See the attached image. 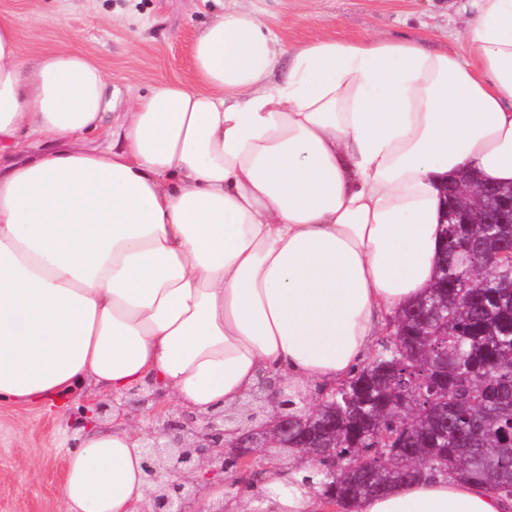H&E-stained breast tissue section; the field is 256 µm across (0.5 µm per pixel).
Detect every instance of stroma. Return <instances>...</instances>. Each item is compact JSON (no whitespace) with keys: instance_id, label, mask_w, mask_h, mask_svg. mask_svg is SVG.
<instances>
[{"instance_id":"1","label":"stroma","mask_w":512,"mask_h":512,"mask_svg":"<svg viewBox=\"0 0 512 512\" xmlns=\"http://www.w3.org/2000/svg\"><path fill=\"white\" fill-rule=\"evenodd\" d=\"M285 50L320 36L339 40L384 37L427 48L464 50L474 0H253ZM234 0H0V20L17 30L26 55L63 42L104 67L117 111L148 89L191 82V46L198 31ZM86 388L67 414L36 405H0V512H59V486L78 448L74 420Z\"/></svg>"}]
</instances>
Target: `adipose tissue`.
Listing matches in <instances>:
<instances>
[{
    "label": "adipose tissue",
    "mask_w": 512,
    "mask_h": 512,
    "mask_svg": "<svg viewBox=\"0 0 512 512\" xmlns=\"http://www.w3.org/2000/svg\"><path fill=\"white\" fill-rule=\"evenodd\" d=\"M468 52L320 37L284 49L250 6L192 44V83L115 104L102 66L28 57L0 21V401L65 407L153 384L191 415L260 376L329 388L441 263L439 185L512 183V0H477ZM140 436L116 404L84 431L61 512H145ZM309 467L263 471V512H330ZM356 512H512L487 486L426 476Z\"/></svg>",
    "instance_id": "adipose-tissue-1"
}]
</instances>
